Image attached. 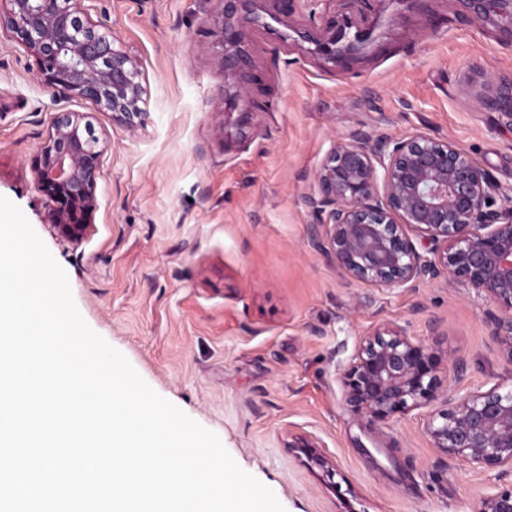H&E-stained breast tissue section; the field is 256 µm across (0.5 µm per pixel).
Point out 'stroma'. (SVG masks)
<instances>
[{
  "label": "stroma",
  "mask_w": 512,
  "mask_h": 512,
  "mask_svg": "<svg viewBox=\"0 0 512 512\" xmlns=\"http://www.w3.org/2000/svg\"><path fill=\"white\" fill-rule=\"evenodd\" d=\"M136 60V128L37 77L0 32V195L65 269L88 325L268 486L285 512H477L512 477L441 459L430 401L374 421L342 378L393 324L433 347L448 389L512 386L493 304L439 276L409 290L351 279L311 243L305 200L336 140L453 143L512 197V126L487 74L512 79V0H83ZM246 53L224 65L222 27ZM100 139L81 244L46 224L36 159L55 113ZM466 363L456 377L452 361ZM313 455L292 448L295 439Z\"/></svg>",
  "instance_id": "stroma-1"
}]
</instances>
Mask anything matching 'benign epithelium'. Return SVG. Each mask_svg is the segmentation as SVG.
I'll use <instances>...</instances> for the list:
<instances>
[{
	"label": "benign epithelium",
	"instance_id": "7a95c632",
	"mask_svg": "<svg viewBox=\"0 0 512 512\" xmlns=\"http://www.w3.org/2000/svg\"><path fill=\"white\" fill-rule=\"evenodd\" d=\"M2 28L36 57L45 80L137 126L139 67L89 21L82 0H0ZM490 109L512 125V84ZM100 153L80 114L58 112L37 157L46 221L76 245L96 208ZM316 179L319 195L306 203L328 216L311 227L318 251L366 284L417 288L444 272L471 286L496 306L492 336L512 360V207L486 169L448 141L357 132L336 142ZM411 232L431 256L417 250ZM343 386L347 404L377 421L441 397L443 408L427 422L434 448L483 468L512 466V388L449 393L433 348L397 327L362 340ZM477 512H512V490L483 500Z\"/></svg>",
	"mask_w": 512,
	"mask_h": 512
}]
</instances>
